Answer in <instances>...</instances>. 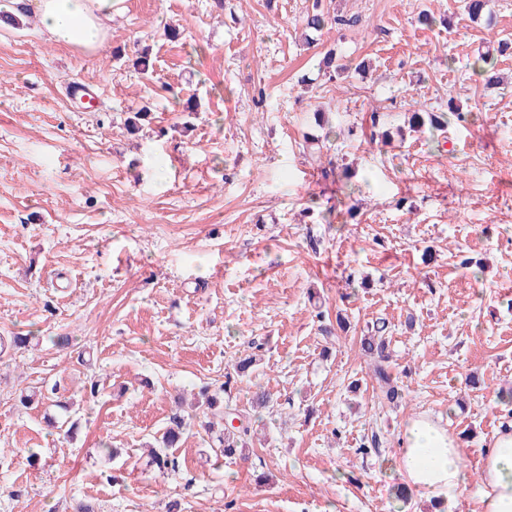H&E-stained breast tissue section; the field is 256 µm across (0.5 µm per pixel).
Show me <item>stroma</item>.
<instances>
[{
    "instance_id": "obj_1",
    "label": "stroma",
    "mask_w": 512,
    "mask_h": 512,
    "mask_svg": "<svg viewBox=\"0 0 512 512\" xmlns=\"http://www.w3.org/2000/svg\"><path fill=\"white\" fill-rule=\"evenodd\" d=\"M312 3L124 0L92 55L0 23V512H420L382 468L420 413L460 438L453 512H476L512 416V49L499 84L470 64L512 42V0L477 21L463 0H324L342 23L310 35ZM452 105L466 122L411 130ZM379 321L396 405L360 350ZM254 351L267 437L216 458L177 400L227 384L250 409L233 364ZM178 416L162 477L144 460Z\"/></svg>"
}]
</instances>
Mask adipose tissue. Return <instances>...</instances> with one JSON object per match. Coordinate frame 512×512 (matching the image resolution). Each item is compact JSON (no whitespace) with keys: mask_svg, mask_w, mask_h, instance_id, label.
<instances>
[{"mask_svg":"<svg viewBox=\"0 0 512 512\" xmlns=\"http://www.w3.org/2000/svg\"><path fill=\"white\" fill-rule=\"evenodd\" d=\"M35 15L56 43L88 53L108 44L110 23L123 0H12ZM463 446L439 419L410 418L395 454L405 487L420 499L452 505L469 475L462 464ZM478 512H512V422L496 433L480 460Z\"/></svg>","mask_w":512,"mask_h":512,"instance_id":"ef3b65f1","label":"adipose tissue"}]
</instances>
